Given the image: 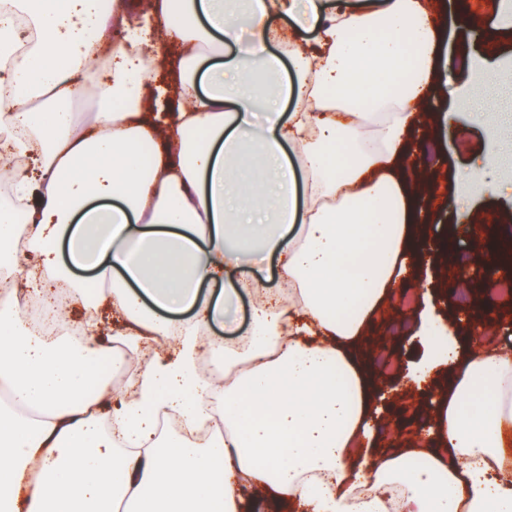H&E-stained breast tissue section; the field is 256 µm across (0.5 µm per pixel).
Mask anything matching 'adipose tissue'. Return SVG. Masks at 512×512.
Returning a JSON list of instances; mask_svg holds the SVG:
<instances>
[{"label": "adipose tissue", "mask_w": 512, "mask_h": 512, "mask_svg": "<svg viewBox=\"0 0 512 512\" xmlns=\"http://www.w3.org/2000/svg\"><path fill=\"white\" fill-rule=\"evenodd\" d=\"M150 12L0 0V182L14 195L0 209V512H240L249 484L304 512H512V348L482 326L461 342L421 313L424 352L403 379L448 383L418 447L371 452L379 384L359 341L428 243L410 163L441 52L427 0ZM163 42L181 50L168 89L149 84ZM88 95L81 125L72 106ZM482 110L489 148L462 181L494 189L512 113ZM268 256L275 288L251 277ZM43 280L84 307L80 333L18 310L17 282ZM246 288L250 331L207 340ZM105 301L122 327L96 323ZM109 364L129 373L117 407ZM162 413L179 431L159 435ZM218 419L223 434L205 435Z\"/></svg>", "instance_id": "obj_1"}]
</instances>
